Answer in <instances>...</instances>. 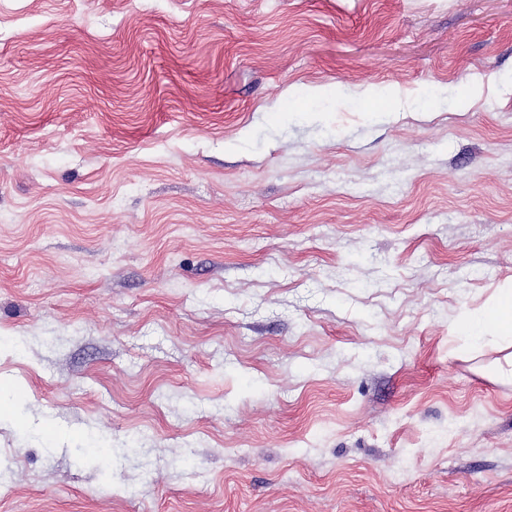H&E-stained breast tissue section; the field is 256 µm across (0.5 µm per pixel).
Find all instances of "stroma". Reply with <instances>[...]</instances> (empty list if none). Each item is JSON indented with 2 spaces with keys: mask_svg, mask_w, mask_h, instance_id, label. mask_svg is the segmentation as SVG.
<instances>
[{
  "mask_svg": "<svg viewBox=\"0 0 512 512\" xmlns=\"http://www.w3.org/2000/svg\"><path fill=\"white\" fill-rule=\"evenodd\" d=\"M512 0H0V512H512ZM461 331L466 336H472L476 341L486 335H494L512 344V289L501 291L489 311L473 315L460 324Z\"/></svg>",
  "mask_w": 512,
  "mask_h": 512,
  "instance_id": "obj_1",
  "label": "stroma"
}]
</instances>
